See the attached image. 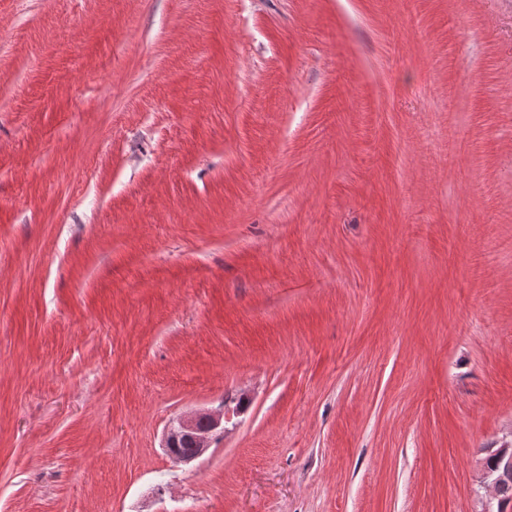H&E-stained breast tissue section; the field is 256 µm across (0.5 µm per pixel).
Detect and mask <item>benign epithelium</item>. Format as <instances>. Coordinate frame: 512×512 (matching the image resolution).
<instances>
[{
    "mask_svg": "<svg viewBox=\"0 0 512 512\" xmlns=\"http://www.w3.org/2000/svg\"><path fill=\"white\" fill-rule=\"evenodd\" d=\"M232 413L237 414L239 410L226 407L218 411H196L176 417L164 438V447L170 458L176 463H188L201 458L211 447L214 437L224 432V418ZM182 435L190 437L193 453L185 455L172 451L173 441ZM495 455L496 467L483 472L484 487L492 498L500 484L512 480V441L502 443L495 450Z\"/></svg>",
    "mask_w": 512,
    "mask_h": 512,
    "instance_id": "1",
    "label": "benign epithelium"
}]
</instances>
